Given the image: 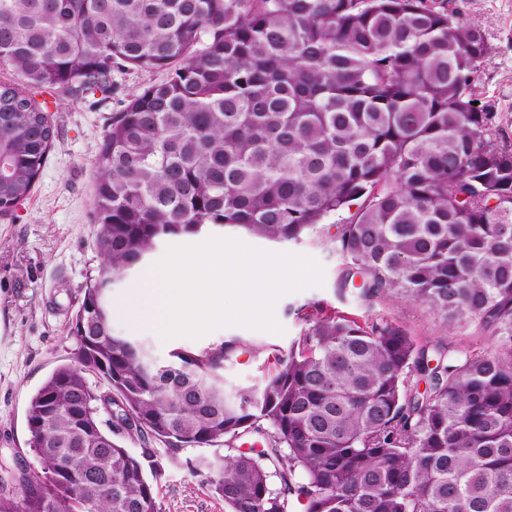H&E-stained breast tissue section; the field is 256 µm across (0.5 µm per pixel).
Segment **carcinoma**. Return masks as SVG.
I'll return each instance as SVG.
<instances>
[{
    "instance_id": "carcinoma-1",
    "label": "carcinoma",
    "mask_w": 512,
    "mask_h": 512,
    "mask_svg": "<svg viewBox=\"0 0 512 512\" xmlns=\"http://www.w3.org/2000/svg\"><path fill=\"white\" fill-rule=\"evenodd\" d=\"M489 50L449 0H0V63L21 79L0 84V204L29 196L55 137L28 90L166 70L96 158L110 279L207 225L314 233L343 259L339 289L358 277L370 307L401 296L488 341L421 345L318 310L261 389L229 399L211 382L237 342L146 366L90 277V335L27 409L47 472L17 491L0 463V512H159L153 440L227 446L205 467L228 512H512V143L477 86ZM246 437L262 451L234 453Z\"/></svg>"
}]
</instances>
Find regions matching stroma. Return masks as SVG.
Segmentation results:
<instances>
[{"label":"stroma","instance_id":"stroma-1","mask_svg":"<svg viewBox=\"0 0 512 512\" xmlns=\"http://www.w3.org/2000/svg\"><path fill=\"white\" fill-rule=\"evenodd\" d=\"M453 5L486 35L490 53L480 70L478 87L498 114L501 134L512 141V0H454ZM165 78L159 70H132L114 73L112 90L105 94L82 99L60 92L33 94L51 114L55 138L30 196L0 212V456L35 475L43 473L44 463L28 444V402L56 368L73 362L72 328L82 288L100 268L94 248L95 162L105 128L112 113L120 111L131 95ZM236 237L267 251L310 256L324 269L322 285L277 301L274 313L282 333L230 326L198 339L162 338L120 308L138 277L134 271L112 286L114 332L144 343L161 364L177 348L197 350L237 339L239 348L220 373L228 394L261 386L277 352L287 351L300 334L303 322L296 313L300 307L316 304L358 319L384 317L405 324L421 339L448 335L441 320L403 300L370 307L358 289L339 292L342 260L316 237L285 243L242 231ZM212 456L209 447H188L173 454L158 447L153 465L161 472L155 484L161 512H226L223 499L189 467L192 461Z\"/></svg>","mask_w":512,"mask_h":512}]
</instances>
